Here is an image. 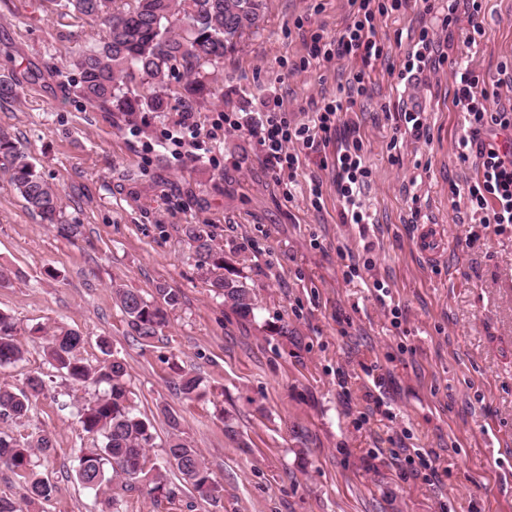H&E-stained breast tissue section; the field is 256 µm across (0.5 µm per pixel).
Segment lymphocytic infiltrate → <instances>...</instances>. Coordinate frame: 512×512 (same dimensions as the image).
Listing matches in <instances>:
<instances>
[{"label": "lymphocytic infiltrate", "mask_w": 512, "mask_h": 512, "mask_svg": "<svg viewBox=\"0 0 512 512\" xmlns=\"http://www.w3.org/2000/svg\"><path fill=\"white\" fill-rule=\"evenodd\" d=\"M344 27L336 37L323 30L309 34V49L300 69L320 67L333 59H350L356 64L346 99H334L317 108L312 119L295 123L281 103L266 105L257 118L241 124L237 112L219 113L210 130L199 127L192 107L174 113L161 132L162 148L180 164L214 160L224 135L246 130L258 153L276 180H295L302 152L322 153L332 149L331 167L336 193L343 201L340 219L345 224H365L370 219L359 198L367 184L369 169L362 158V144L353 141L334 145V133L349 111L352 99L367 92L369 68L387 57L385 42L377 33L381 18L418 8L433 17L432 27L422 28L417 42L405 56L397 73V93L406 92L424 73L438 72L450 64L455 84L454 102L464 114V132L457 142L458 157L471 163L476 176L465 188H451V195H465L471 210L480 216L483 228L512 225V61L501 63L494 78L477 71L469 60L449 59L442 47L454 35H462L475 46L486 34L483 0H346Z\"/></svg>", "instance_id": "obj_1"}]
</instances>
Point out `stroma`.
Masks as SVG:
<instances>
[{"label": "stroma", "instance_id": "obj_1", "mask_svg": "<svg viewBox=\"0 0 512 512\" xmlns=\"http://www.w3.org/2000/svg\"><path fill=\"white\" fill-rule=\"evenodd\" d=\"M265 3L262 27L211 74L212 94L194 97L185 76L170 77L167 111L150 114L134 137L123 114L86 104L64 67L70 52L102 36L103 24L49 10L44 0H0V81L18 85L17 98L0 104V131L58 189L63 221L80 227L75 238L61 236L0 173V266L14 274L0 287V310L14 316L27 351L24 362L0 368V385L45 376L48 397L12 426L55 440V453L38 460L56 486L43 512L96 510L74 477L78 449L93 444L77 418L92 392L52 372L30 336L33 327L60 325L84 336L87 363L101 360L103 340L123 359L137 407L156 429L147 465L164 463L166 407L222 488L220 499L190 507H157L123 491L119 512H512V227L482 230L466 198L449 192L475 175L458 158L464 114L450 65L402 95L389 71L431 16L412 9L380 21L389 58L376 62L350 114L371 171L361 198L372 223H341L334 173L313 155L286 198L243 131L225 135L213 164L180 167L162 149H145L186 105L207 127L218 112H258L277 98L305 123L316 103L345 95L350 62L299 68L308 52L302 30L335 36L345 0H323L319 13L314 0ZM485 7L484 39L471 47L455 40L448 55L491 76L512 59V0ZM402 100L419 106L429 136L405 138L395 163L389 145ZM314 179L323 184L317 207ZM170 199L183 209L165 219ZM190 224L223 251L224 275L250 288L251 319L210 290L185 233ZM426 224L443 239L430 262L416 248ZM367 259L372 269L346 277L351 261ZM377 279L401 310L400 329L376 298ZM116 283L147 299L161 285L178 292L158 337L132 333L112 297ZM371 366L384 378L389 415L368 410ZM181 369L202 376L203 398H181ZM404 448L431 452L435 485L402 470Z\"/></svg>", "mask_w": 512, "mask_h": 512}]
</instances>
